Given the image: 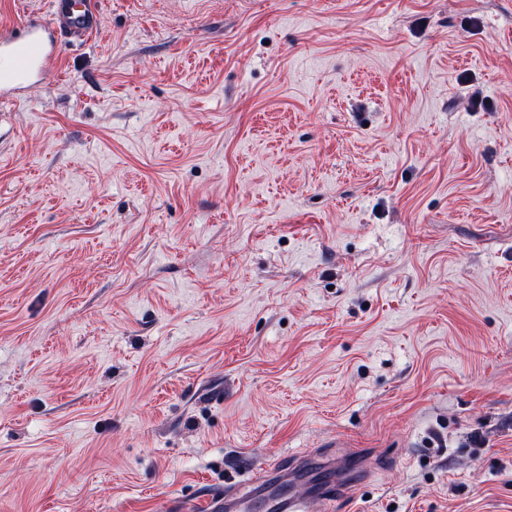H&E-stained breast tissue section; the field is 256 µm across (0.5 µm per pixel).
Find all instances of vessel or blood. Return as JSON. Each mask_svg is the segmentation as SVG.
I'll return each mask as SVG.
<instances>
[{
  "mask_svg": "<svg viewBox=\"0 0 512 512\" xmlns=\"http://www.w3.org/2000/svg\"><path fill=\"white\" fill-rule=\"evenodd\" d=\"M102 26L97 0H51L49 17L28 16L17 29L0 31V103L19 98L48 72L57 71L63 38L89 39ZM290 471L277 466L256 470L247 480L252 492L238 496L235 488L204 501L203 512H251L252 508H275L276 512H302L298 497L285 493ZM367 478L366 469L346 471L332 485L317 491V498L332 500L355 490Z\"/></svg>",
  "mask_w": 512,
  "mask_h": 512,
  "instance_id": "obj_1",
  "label": "vessel or blood"
}]
</instances>
